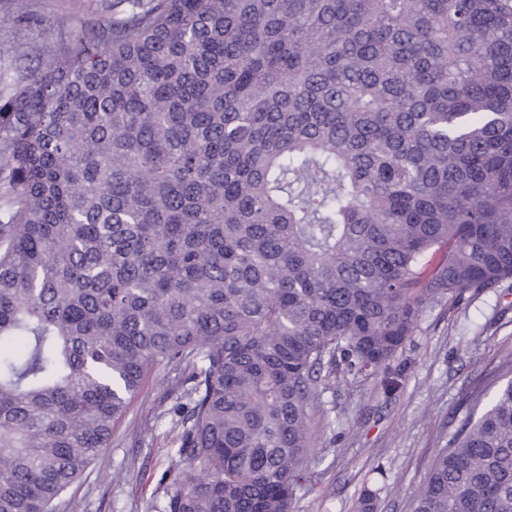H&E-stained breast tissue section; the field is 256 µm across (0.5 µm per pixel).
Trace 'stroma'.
Wrapping results in <instances>:
<instances>
[{"label": "stroma", "instance_id": "35a3bbf8", "mask_svg": "<svg viewBox=\"0 0 512 512\" xmlns=\"http://www.w3.org/2000/svg\"><path fill=\"white\" fill-rule=\"evenodd\" d=\"M69 14L74 26L107 16L102 0H36L19 20L0 0V42L37 49L48 20ZM512 351V284L426 305L399 360L400 384L359 379L325 393L311 414L320 460L297 484L293 512H354L364 489L376 491L375 512H411L415 493L459 420L479 414L474 399L503 373ZM184 383L177 374L151 376L112 445L73 484L82 512H154L171 490L181 461L171 433L173 407Z\"/></svg>", "mask_w": 512, "mask_h": 512}]
</instances>
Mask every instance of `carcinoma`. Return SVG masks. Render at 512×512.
Here are the masks:
<instances>
[{
	"mask_svg": "<svg viewBox=\"0 0 512 512\" xmlns=\"http://www.w3.org/2000/svg\"><path fill=\"white\" fill-rule=\"evenodd\" d=\"M39 52L0 65V512L172 370L157 512H290L323 393L512 280V0H112ZM504 364L412 512H512Z\"/></svg>",
	"mask_w": 512,
	"mask_h": 512,
	"instance_id": "cac0c4a2",
	"label": "carcinoma"
}]
</instances>
